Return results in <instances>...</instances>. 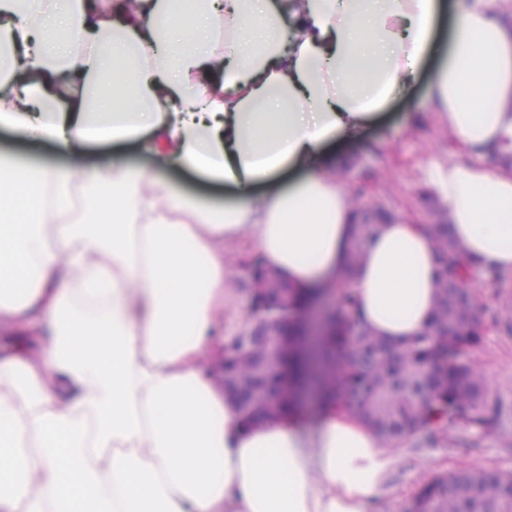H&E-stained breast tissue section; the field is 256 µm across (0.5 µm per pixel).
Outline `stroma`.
Here are the masks:
<instances>
[{
    "label": "stroma",
    "instance_id": "35a3bbf8",
    "mask_svg": "<svg viewBox=\"0 0 512 512\" xmlns=\"http://www.w3.org/2000/svg\"><path fill=\"white\" fill-rule=\"evenodd\" d=\"M425 92V80H418L413 91L418 110L394 101L362 130L358 140L331 147L340 156L341 183L363 192L361 205L368 222H376L381 213L395 221H432L424 162L430 156L447 160L458 149L447 127L425 104ZM1 151L26 163L54 165L63 160L52 146L27 142L5 130H0ZM122 153L138 168L164 171L185 193L215 201L225 197L223 188L184 171L164 170L160 159L141 155L134 146H123ZM473 292L480 309L482 342L467 350L466 357L480 364L487 375L495 419L486 432L460 422L435 437L419 435L402 445L381 512H406L432 473L462 466L512 472V272L482 274Z\"/></svg>",
    "mask_w": 512,
    "mask_h": 512
}]
</instances>
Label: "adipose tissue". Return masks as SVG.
<instances>
[{
  "label": "adipose tissue",
  "instance_id": "obj_1",
  "mask_svg": "<svg viewBox=\"0 0 512 512\" xmlns=\"http://www.w3.org/2000/svg\"><path fill=\"white\" fill-rule=\"evenodd\" d=\"M436 52L427 99L460 157L425 163L480 269L512 272V32L447 0H0V128L65 164L0 153V326L48 334L0 359V512H379L397 464L355 413L245 425L207 374L243 321L250 250L304 295L351 284L362 323L430 331L425 225H377L354 274L355 206L328 142L354 135ZM140 151L233 187L186 194L84 145ZM286 168L302 174L259 194Z\"/></svg>",
  "mask_w": 512,
  "mask_h": 512
}]
</instances>
